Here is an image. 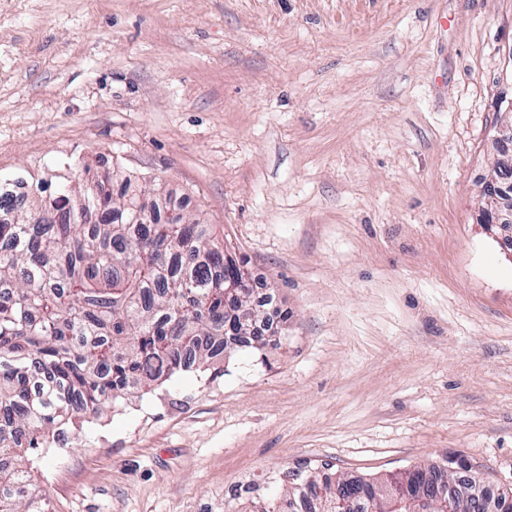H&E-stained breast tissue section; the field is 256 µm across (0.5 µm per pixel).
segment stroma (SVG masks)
<instances>
[{"label":"stroma","instance_id":"1","mask_svg":"<svg viewBox=\"0 0 512 512\" xmlns=\"http://www.w3.org/2000/svg\"><path fill=\"white\" fill-rule=\"evenodd\" d=\"M512 0H0V179L161 185L279 310L262 348L29 453L51 512H238L305 466L512 487ZM483 197H484V203L486 205V213L488 215L486 224H488L490 226L498 225L500 227L511 230V225L504 224L503 222L501 224H499V222L497 221L501 215H497L496 212L501 210L503 205H502V201L499 200L497 198V196L495 195L494 179H492L486 183V185L483 189Z\"/></svg>","mask_w":512,"mask_h":512}]
</instances>
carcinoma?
I'll use <instances>...</instances> for the list:
<instances>
[{
	"instance_id": "1",
	"label": "carcinoma",
	"mask_w": 512,
	"mask_h": 512,
	"mask_svg": "<svg viewBox=\"0 0 512 512\" xmlns=\"http://www.w3.org/2000/svg\"><path fill=\"white\" fill-rule=\"evenodd\" d=\"M499 196L512 200V166L495 171ZM23 178L0 182V512H49L23 464L24 454L107 404L164 382L226 346L224 323L240 319L253 289L224 301V246L197 219L169 218L162 188L132 175L119 188L57 183L68 221L45 224L46 203L17 202L44 192ZM401 499H452L451 512H496L507 497L477 472L448 489L433 464L399 476L332 478L311 468L294 488L310 512H364L385 483Z\"/></svg>"
}]
</instances>
